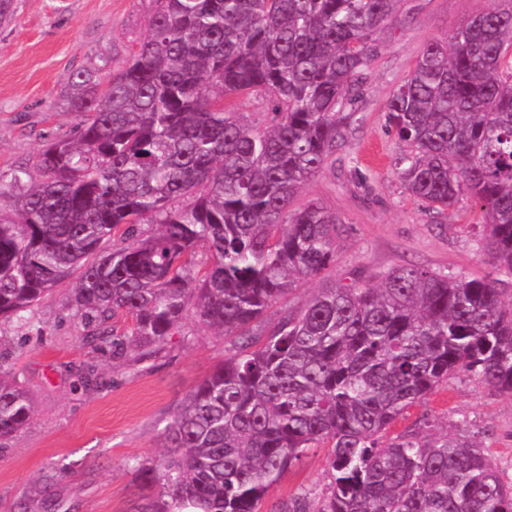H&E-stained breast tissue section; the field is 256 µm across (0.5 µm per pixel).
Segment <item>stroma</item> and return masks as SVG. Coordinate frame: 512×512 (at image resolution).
<instances>
[{"instance_id": "1", "label": "stroma", "mask_w": 512, "mask_h": 512, "mask_svg": "<svg viewBox=\"0 0 512 512\" xmlns=\"http://www.w3.org/2000/svg\"><path fill=\"white\" fill-rule=\"evenodd\" d=\"M0 24V169L32 160L45 135L82 121L61 103L73 71L107 59L121 68L148 33L150 0H14ZM506 0H402L395 20L374 41L375 61L353 106L347 139L298 194L316 199L348 226L335 264L267 315L275 324L334 280L373 286L399 265L486 276L482 216L470 199L444 211L409 194L395 173L403 150L386 105L424 47L444 42L472 17L506 8ZM69 278L18 327L0 321V368L31 397L35 412L17 437L0 441V512H128L147 490L132 467L165 451L163 431L229 347L195 320L142 361L114 357L85 339L89 329L70 305ZM97 383L83 384L86 372ZM429 416L449 434L466 422L489 462L512 481V396L459 374L400 419L396 431ZM329 445L308 449L268 493L261 512L297 496L315 498L330 482Z\"/></svg>"}]
</instances>
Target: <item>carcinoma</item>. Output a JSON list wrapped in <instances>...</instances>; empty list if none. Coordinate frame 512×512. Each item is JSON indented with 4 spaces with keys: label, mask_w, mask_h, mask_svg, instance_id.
Listing matches in <instances>:
<instances>
[{
    "label": "carcinoma",
    "mask_w": 512,
    "mask_h": 512,
    "mask_svg": "<svg viewBox=\"0 0 512 512\" xmlns=\"http://www.w3.org/2000/svg\"><path fill=\"white\" fill-rule=\"evenodd\" d=\"M151 2L149 34L121 69L73 74L63 102L85 115L80 126L0 171V195L14 198L0 214V319L27 325L79 267L70 302L97 329L89 342L144 359L190 311L231 342L166 426L167 453L134 467L163 492L133 512H258L321 442L327 491L281 512H512V483L476 439L424 414L383 442L461 371L512 395L501 288L512 283V8L426 46L387 103L408 147L398 178L433 210L462 197L479 206L492 272L401 265L373 287L338 280L260 331L270 308L335 261L343 219L294 199L346 139L376 34L401 0ZM248 94L266 102L261 128L224 105ZM200 247L212 257L202 269ZM114 319L131 326L102 329ZM32 415L0 368V440Z\"/></svg>",
    "instance_id": "obj_1"
}]
</instances>
